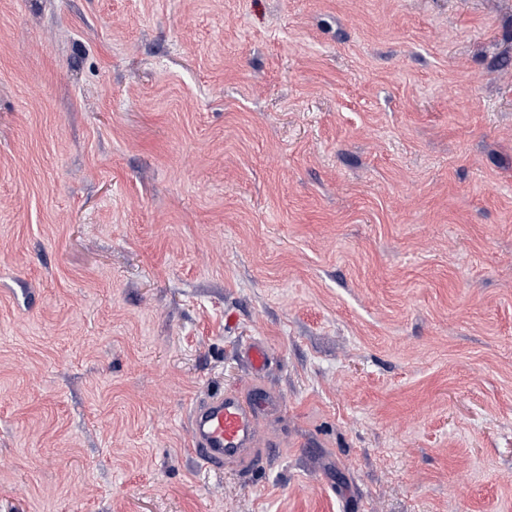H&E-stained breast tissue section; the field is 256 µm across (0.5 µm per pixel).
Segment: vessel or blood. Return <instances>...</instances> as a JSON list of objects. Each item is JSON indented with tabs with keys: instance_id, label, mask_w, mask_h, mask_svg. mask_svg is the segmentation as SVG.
<instances>
[{
	"instance_id": "vessel-or-blood-1",
	"label": "vessel or blood",
	"mask_w": 512,
	"mask_h": 512,
	"mask_svg": "<svg viewBox=\"0 0 512 512\" xmlns=\"http://www.w3.org/2000/svg\"><path fill=\"white\" fill-rule=\"evenodd\" d=\"M245 355L255 375L250 389L208 397L189 411L194 455L202 466L218 472L228 464L247 470L261 460L265 451L259 446V423L278 407L277 395L261 381L268 362L265 347L251 342Z\"/></svg>"
}]
</instances>
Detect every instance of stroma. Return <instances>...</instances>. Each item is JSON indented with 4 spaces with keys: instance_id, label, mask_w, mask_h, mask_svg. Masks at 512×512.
I'll use <instances>...</instances> for the list:
<instances>
[{
    "instance_id": "stroma-1",
    "label": "stroma",
    "mask_w": 512,
    "mask_h": 512,
    "mask_svg": "<svg viewBox=\"0 0 512 512\" xmlns=\"http://www.w3.org/2000/svg\"><path fill=\"white\" fill-rule=\"evenodd\" d=\"M0 512H512V0H0ZM256 380L245 392H226L196 402L189 411L193 451L197 461L213 471L235 464L241 470L255 466L269 448H257L259 423L278 408V397L260 380L268 353L253 341L245 348Z\"/></svg>"
}]
</instances>
